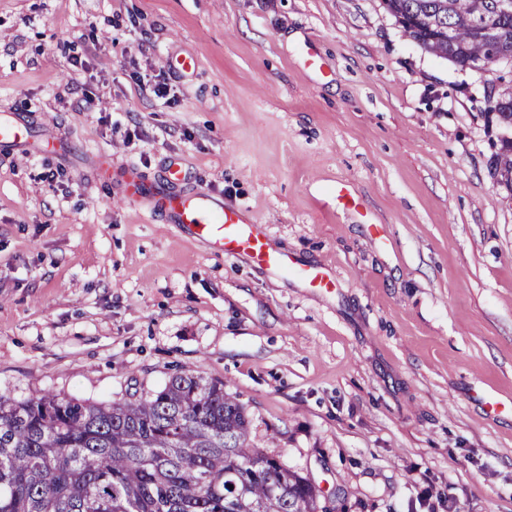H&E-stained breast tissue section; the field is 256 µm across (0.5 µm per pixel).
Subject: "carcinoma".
Segmentation results:
<instances>
[{
  "label": "carcinoma",
  "mask_w": 512,
  "mask_h": 512,
  "mask_svg": "<svg viewBox=\"0 0 512 512\" xmlns=\"http://www.w3.org/2000/svg\"><path fill=\"white\" fill-rule=\"evenodd\" d=\"M404 33L449 60L512 54L500 0H384ZM512 126V94L491 106ZM512 192V144L492 160ZM224 384L180 373L134 401L0 398V512H327L300 472L250 445Z\"/></svg>",
  "instance_id": "carcinoma-1"
}]
</instances>
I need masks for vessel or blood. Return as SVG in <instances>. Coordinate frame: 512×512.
Masks as SVG:
<instances>
[{"label": "vessel or blood", "mask_w": 512, "mask_h": 512, "mask_svg": "<svg viewBox=\"0 0 512 512\" xmlns=\"http://www.w3.org/2000/svg\"><path fill=\"white\" fill-rule=\"evenodd\" d=\"M27 124L20 117L0 120V153H10L25 144ZM182 178L178 163H171L163 177L153 183L135 182L126 190L127 199L144 209L166 211L171 223L181 224L204 239L210 247L230 256H244L257 265L274 267L307 280L317 288H329L323 272L303 269L280 252L270 249L267 235L240 209L226 205L207 191L185 194L171 192L172 184Z\"/></svg>", "instance_id": "b4317fda"}]
</instances>
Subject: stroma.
Instances as JSON below:
<instances>
[{"label":"stroma","instance_id":"obj_1","mask_svg":"<svg viewBox=\"0 0 512 512\" xmlns=\"http://www.w3.org/2000/svg\"><path fill=\"white\" fill-rule=\"evenodd\" d=\"M497 77L382 0H0V115L32 126L0 154V397L124 401L191 372L331 512H512ZM100 158L145 182L178 161L333 290L123 203Z\"/></svg>","mask_w":512,"mask_h":512}]
</instances>
